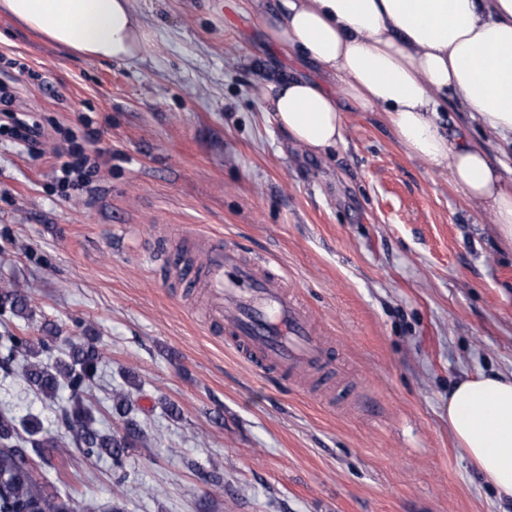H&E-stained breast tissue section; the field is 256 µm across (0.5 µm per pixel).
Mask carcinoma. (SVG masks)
Segmentation results:
<instances>
[{"label":"carcinoma","mask_w":512,"mask_h":512,"mask_svg":"<svg viewBox=\"0 0 512 512\" xmlns=\"http://www.w3.org/2000/svg\"><path fill=\"white\" fill-rule=\"evenodd\" d=\"M29 310L21 289L0 288V321L8 323L24 317ZM103 353L90 339L58 351L57 337L33 336L25 329L5 328L0 336V369L13 370L21 362L25 382L45 400L53 401L62 389L68 391L62 416L71 444L88 459H107L112 464V478L117 483L127 479L125 458L132 448H148L150 438L133 414L128 391L112 394L111 413L116 416L115 429L98 426L87 394L94 384ZM0 512H75L68 499L49 491L40 481L41 469L54 468L60 457L58 439L44 429L35 417H18L10 411L0 412Z\"/></svg>","instance_id":"cac0c4a2"}]
</instances>
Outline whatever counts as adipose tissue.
<instances>
[{
    "mask_svg": "<svg viewBox=\"0 0 512 512\" xmlns=\"http://www.w3.org/2000/svg\"><path fill=\"white\" fill-rule=\"evenodd\" d=\"M1 16L90 60L142 50L132 0H0ZM268 34L324 76L269 71L274 120L289 140L323 153L344 140L340 97L364 110L381 105L399 143L448 167L455 188L492 213L512 247V184L482 143L448 138L434 120L456 105L512 137V0H279ZM448 428L498 496L512 500V374L458 380Z\"/></svg>",
    "mask_w": 512,
    "mask_h": 512,
    "instance_id": "ef3b65f1",
    "label": "adipose tissue"
}]
</instances>
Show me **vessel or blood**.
Returning <instances> with one entry per match:
<instances>
[{
    "label": "vessel or blood",
    "mask_w": 512,
    "mask_h": 512,
    "mask_svg": "<svg viewBox=\"0 0 512 512\" xmlns=\"http://www.w3.org/2000/svg\"><path fill=\"white\" fill-rule=\"evenodd\" d=\"M184 241L204 256L198 269L170 258L166 242L158 253L171 278L180 284L203 283L211 306L212 326L248 363L285 378L322 367L327 346L313 326L310 311L288 293L274 267L246 259L234 245L206 234L187 233Z\"/></svg>",
    "instance_id": "b4317fda"
}]
</instances>
